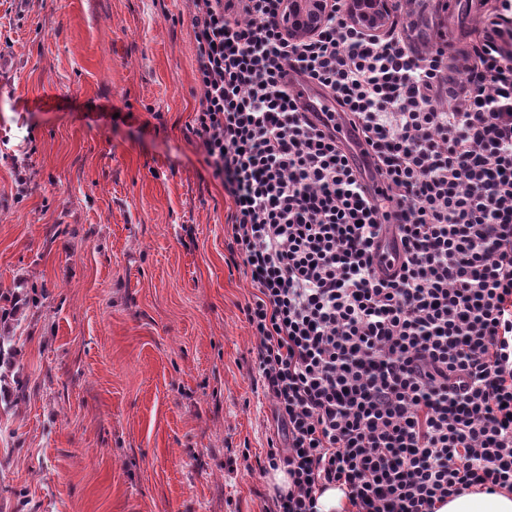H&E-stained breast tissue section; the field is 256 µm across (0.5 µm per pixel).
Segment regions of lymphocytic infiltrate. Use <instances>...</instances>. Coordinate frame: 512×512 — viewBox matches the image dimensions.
Listing matches in <instances>:
<instances>
[{
    "mask_svg": "<svg viewBox=\"0 0 512 512\" xmlns=\"http://www.w3.org/2000/svg\"><path fill=\"white\" fill-rule=\"evenodd\" d=\"M201 99L192 131L232 205L228 248L273 402V512H436L512 490V56L461 64L406 32L372 37L334 0L291 39L283 0H190ZM328 91L372 157L301 112ZM348 507L344 493L337 487H328L317 494V512H344Z\"/></svg>",
    "mask_w": 512,
    "mask_h": 512,
    "instance_id": "1",
    "label": "lymphocytic infiltrate"
}]
</instances>
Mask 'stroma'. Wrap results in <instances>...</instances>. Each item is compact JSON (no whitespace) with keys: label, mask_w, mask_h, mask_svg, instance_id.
<instances>
[{"label":"stroma","mask_w":512,"mask_h":512,"mask_svg":"<svg viewBox=\"0 0 512 512\" xmlns=\"http://www.w3.org/2000/svg\"><path fill=\"white\" fill-rule=\"evenodd\" d=\"M497 10L390 20L457 57ZM195 66L189 0H0V333L27 394L0 387V512L273 508L277 421Z\"/></svg>","instance_id":"1"}]
</instances>
